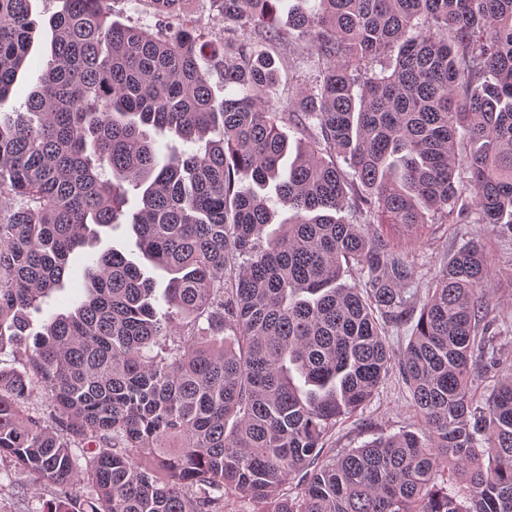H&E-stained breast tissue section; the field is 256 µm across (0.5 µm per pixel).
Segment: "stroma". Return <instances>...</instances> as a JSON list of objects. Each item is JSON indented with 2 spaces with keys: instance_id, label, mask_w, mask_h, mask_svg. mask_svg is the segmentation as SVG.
Returning <instances> with one entry per match:
<instances>
[{
  "instance_id": "35a3bbf8",
  "label": "stroma",
  "mask_w": 512,
  "mask_h": 512,
  "mask_svg": "<svg viewBox=\"0 0 512 512\" xmlns=\"http://www.w3.org/2000/svg\"><path fill=\"white\" fill-rule=\"evenodd\" d=\"M60 7L59 0H32V17L37 23L34 45L16 84L6 99L0 102L1 111L20 109L32 89L49 52L51 31L48 20ZM278 67L280 78L269 90L268 98L271 103L282 107L287 105L299 85H312L317 68L313 62L286 51L280 52ZM473 234L480 237L490 262L494 311L504 322L512 323V237L504 236L496 226L490 224H429L417 238L395 230L391 231L390 236L399 249L414 258L417 265L414 286L422 292L430 286L432 277L453 250ZM113 247L125 252L129 259L139 262L143 276L154 281L156 287H164L166 274L141 260L134 234L129 225L121 224L102 232L100 242L80 249L65 289L51 296L44 307L45 314L69 311L76 297L83 293V268L88 258ZM419 427L420 420L406 386L392 375L362 410L337 422L330 444L340 452L359 447L382 433L415 431ZM0 468L9 474L8 479L0 481V512H40L43 504L54 498V485L34 479L8 463Z\"/></svg>"
}]
</instances>
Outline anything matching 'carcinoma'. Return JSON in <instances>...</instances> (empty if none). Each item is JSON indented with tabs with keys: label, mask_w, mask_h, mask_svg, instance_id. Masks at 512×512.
<instances>
[{
	"label": "carcinoma",
	"mask_w": 512,
	"mask_h": 512,
	"mask_svg": "<svg viewBox=\"0 0 512 512\" xmlns=\"http://www.w3.org/2000/svg\"><path fill=\"white\" fill-rule=\"evenodd\" d=\"M142 2L152 26L62 0L25 111L0 113V353L23 366H0V460L57 486L41 512H229L238 497L254 512H512V368L479 401L471 385L478 365L500 370L508 332L483 244L443 264L396 356L385 326L412 319L415 262L372 229L512 234V0H315L290 15L295 36L281 0H218L221 37L174 23L189 0ZM30 11L0 0V99ZM280 45L318 69L283 108L266 100ZM213 68L235 93L215 97ZM242 173L292 212L267 240L271 199ZM132 192L165 288L112 248L73 310L35 330ZM393 373L419 431L329 453ZM35 382L48 421L26 411Z\"/></svg>",
	"instance_id": "carcinoma-1"
}]
</instances>
